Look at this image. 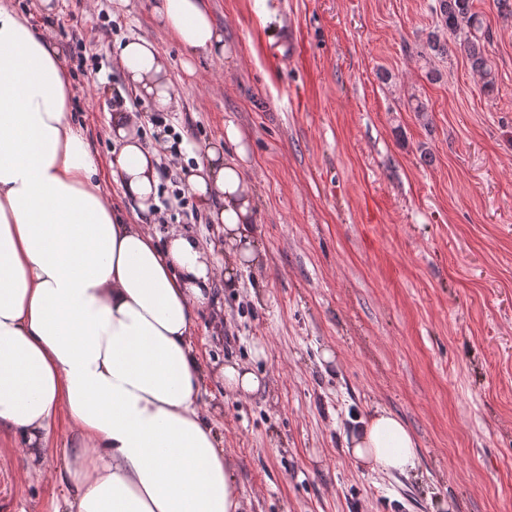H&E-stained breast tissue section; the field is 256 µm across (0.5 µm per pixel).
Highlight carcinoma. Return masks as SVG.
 <instances>
[{
    "label": "carcinoma",
    "mask_w": 512,
    "mask_h": 512,
    "mask_svg": "<svg viewBox=\"0 0 512 512\" xmlns=\"http://www.w3.org/2000/svg\"><path fill=\"white\" fill-rule=\"evenodd\" d=\"M435 12L442 26L448 32L463 36L460 46L463 48L472 70L480 77L483 89L490 93L495 87L492 66L484 57L480 40L489 41L492 33L488 25L473 11L472 0H436Z\"/></svg>",
    "instance_id": "cac0c4a2"
}]
</instances>
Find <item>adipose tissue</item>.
<instances>
[{"label":"adipose tissue","instance_id":"obj_1","mask_svg":"<svg viewBox=\"0 0 512 512\" xmlns=\"http://www.w3.org/2000/svg\"><path fill=\"white\" fill-rule=\"evenodd\" d=\"M28 14L0 0V438L32 465L62 453L67 512H241L224 441L201 409L210 374L194 341L213 300L214 263L194 236H152L123 219L99 187V166L72 119L65 50L50 31L56 0ZM152 17L186 53H226L208 0H153ZM117 65L158 112L175 99L157 47L131 37ZM108 161L123 197L157 199L159 159L134 113L116 112ZM188 174L198 207L224 227V282L258 264L256 192L244 132L198 145ZM71 437L57 448L52 435ZM345 448L373 471L407 474L418 441L383 408L354 420Z\"/></svg>","mask_w":512,"mask_h":512}]
</instances>
